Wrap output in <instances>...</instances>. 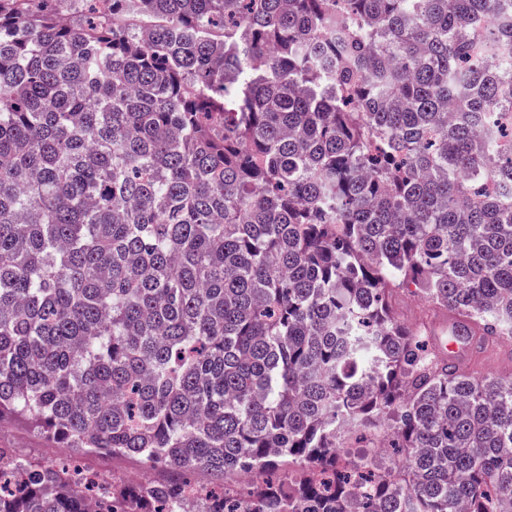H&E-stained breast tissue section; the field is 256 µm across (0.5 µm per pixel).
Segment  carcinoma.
I'll return each instance as SVG.
<instances>
[{
    "instance_id": "cac0c4a2",
    "label": "carcinoma",
    "mask_w": 512,
    "mask_h": 512,
    "mask_svg": "<svg viewBox=\"0 0 512 512\" xmlns=\"http://www.w3.org/2000/svg\"><path fill=\"white\" fill-rule=\"evenodd\" d=\"M65 2L0 0V416L168 471L96 512H512V375L388 299L512 339V0ZM19 463L0 512H91ZM391 305L399 320L409 326L422 328L425 348L432 352H437L435 334L436 338L438 335H450L458 322V318L453 313L442 307L425 303L408 290L394 289ZM387 437L388 435L384 426L376 429L371 428L369 430H345L341 433L339 440L341 446L340 451L346 453L349 448H354L359 445L374 448L376 445H380L383 442L385 443Z\"/></svg>"
}]
</instances>
